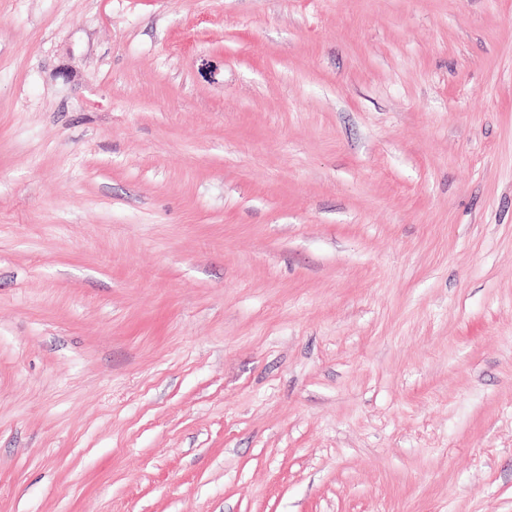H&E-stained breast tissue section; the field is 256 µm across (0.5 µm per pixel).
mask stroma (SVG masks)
Instances as JSON below:
<instances>
[{
	"label": "stroma",
	"mask_w": 512,
	"mask_h": 512,
	"mask_svg": "<svg viewBox=\"0 0 512 512\" xmlns=\"http://www.w3.org/2000/svg\"><path fill=\"white\" fill-rule=\"evenodd\" d=\"M0 512H512V0H0Z\"/></svg>",
	"instance_id": "1"
}]
</instances>
